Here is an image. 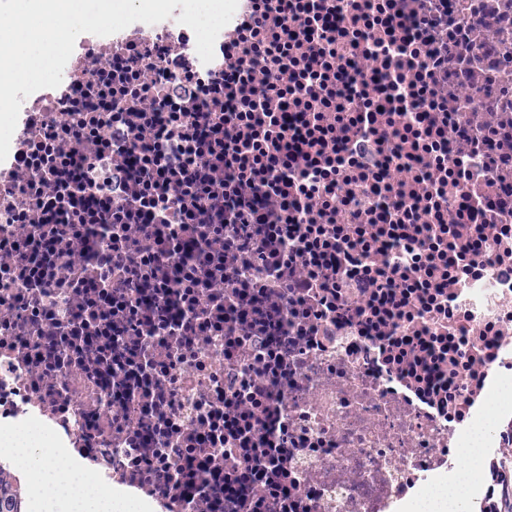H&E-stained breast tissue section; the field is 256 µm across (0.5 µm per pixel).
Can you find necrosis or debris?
<instances>
[{
  "instance_id": "1",
  "label": "necrosis or debris",
  "mask_w": 512,
  "mask_h": 512,
  "mask_svg": "<svg viewBox=\"0 0 512 512\" xmlns=\"http://www.w3.org/2000/svg\"><path fill=\"white\" fill-rule=\"evenodd\" d=\"M181 13L79 35L22 103L0 421L129 512H401L471 447L486 512L512 484V0H238L206 64Z\"/></svg>"
}]
</instances>
